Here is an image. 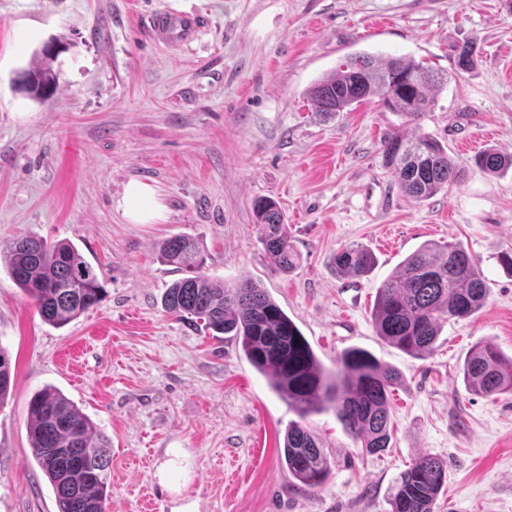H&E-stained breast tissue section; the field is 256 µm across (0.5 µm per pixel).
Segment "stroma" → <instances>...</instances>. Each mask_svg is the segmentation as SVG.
Instances as JSON below:
<instances>
[{
  "instance_id": "35a3bbf8",
  "label": "stroma",
  "mask_w": 512,
  "mask_h": 512,
  "mask_svg": "<svg viewBox=\"0 0 512 512\" xmlns=\"http://www.w3.org/2000/svg\"><path fill=\"white\" fill-rule=\"evenodd\" d=\"M171 9L202 20L176 48L150 27ZM471 39L475 64L457 71ZM47 45L57 87L35 98L21 75ZM358 53L447 75L419 127L374 100L314 112L310 87ZM397 131L447 145L462 182L425 201L405 195L382 157ZM488 147L512 155V0H0V249L21 234L70 242L104 289L56 327L0 266L13 380L0 403V512H57L27 425L48 385L110 440L107 512H390L391 487L422 453L448 464L435 512H512V393H472L461 374L475 344L512 356V271L500 262L512 253V170L468 163ZM132 180L155 189V223L118 209ZM260 197L286 214L300 254L291 272L259 240ZM179 234L202 243L211 279L265 288L326 370L358 347L399 371L386 451L363 455L334 412L311 415L332 472L298 489L278 454L296 413L235 341L163 307L181 274L157 247ZM448 241L478 259L488 297L416 359L377 336L376 292L422 244ZM351 245L375 258L366 276L336 273L334 254Z\"/></svg>"
}]
</instances>
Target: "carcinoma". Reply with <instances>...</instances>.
I'll return each instance as SVG.
<instances>
[{
    "instance_id": "obj_1",
    "label": "carcinoma",
    "mask_w": 512,
    "mask_h": 512,
    "mask_svg": "<svg viewBox=\"0 0 512 512\" xmlns=\"http://www.w3.org/2000/svg\"><path fill=\"white\" fill-rule=\"evenodd\" d=\"M27 71L28 90L40 97L55 83L49 60ZM444 77L409 56L374 57L357 54L315 82L308 96L324 116L349 112L376 98L408 124H420L431 111L435 92ZM383 159L400 188L417 201L457 185L463 164L429 134H391L384 142ZM473 165L491 174L512 168V157L486 148ZM260 241L284 272L293 270L298 253L288 224L276 201L253 203ZM161 262L188 276L166 289V312L209 333L232 337L249 363L269 380L273 392L299 420L288 424L280 448L283 465L306 489L321 487L331 474L330 458L304 420L329 409L364 453L376 455L391 440L390 397L401 375L368 351L353 348L336 363V371L321 366L310 344L280 306L250 279L227 283L203 273L204 256L198 241L187 235L165 240ZM15 284L42 318L64 326L97 305L103 295L95 268L73 244L49 242L37 236L16 238L5 258ZM336 272L366 275L374 265L372 253L345 246L333 257ZM487 288L478 260L461 244H425L407 256L395 273L377 288L373 322L377 335L393 347L419 358L434 350L442 326L466 319L485 304ZM467 388L485 396L512 391V356L489 344L475 346L463 364ZM12 385L11 364L0 348V402ZM29 437L33 457L53 487L58 512H106L110 449L107 437L61 390L46 386L29 403ZM448 483V466L440 458L422 454L400 473L389 498L391 512H434Z\"/></svg>"
}]
</instances>
